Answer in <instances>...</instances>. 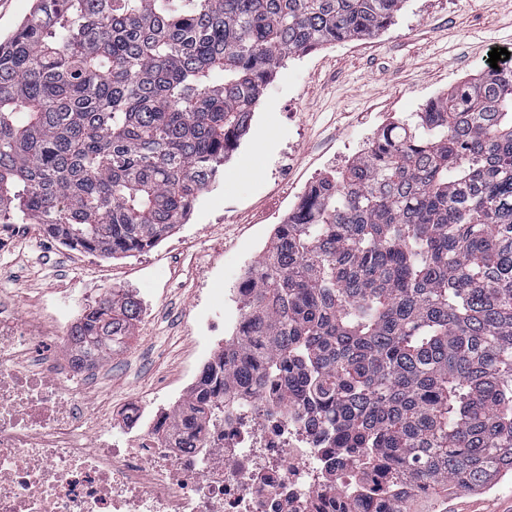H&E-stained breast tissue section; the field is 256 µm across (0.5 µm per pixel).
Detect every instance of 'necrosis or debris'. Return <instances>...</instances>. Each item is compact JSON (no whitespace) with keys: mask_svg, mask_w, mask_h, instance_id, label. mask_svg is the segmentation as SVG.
<instances>
[{"mask_svg":"<svg viewBox=\"0 0 512 512\" xmlns=\"http://www.w3.org/2000/svg\"><path fill=\"white\" fill-rule=\"evenodd\" d=\"M18 297L0 294V512H344L337 497L352 460L337 464L317 423L300 407H270L237 396L220 426L180 447L184 418L126 409L124 436L96 430L87 392L66 375L92 381L94 365L74 353L36 360L33 342L71 331L68 312L20 318Z\"/></svg>","mask_w":512,"mask_h":512,"instance_id":"obj_1","label":"necrosis or debris"}]
</instances>
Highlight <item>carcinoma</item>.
Segmentation results:
<instances>
[{"label":"carcinoma","instance_id":"obj_1","mask_svg":"<svg viewBox=\"0 0 512 512\" xmlns=\"http://www.w3.org/2000/svg\"><path fill=\"white\" fill-rule=\"evenodd\" d=\"M406 0H35L0 40V224L112 258L185 222L285 57L390 23ZM245 330L202 378L275 384L376 483L350 512H411L512 473V67L384 128L275 227L240 292ZM121 289L69 337L128 344Z\"/></svg>","mask_w":512,"mask_h":512}]
</instances>
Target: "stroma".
<instances>
[{"mask_svg":"<svg viewBox=\"0 0 512 512\" xmlns=\"http://www.w3.org/2000/svg\"><path fill=\"white\" fill-rule=\"evenodd\" d=\"M512 40V0H406L370 37L285 59L267 84L250 130L202 192L185 223L150 250L105 258L54 244L35 231L0 247V293L20 292L21 317L45 304L88 307L115 288L142 313L128 345L98 368L89 394L100 426L123 427L132 399L163 402L182 389L188 366L220 353L231 322L216 309L212 338L194 332L201 293H237L276 225L310 185L346 166L390 123L488 70L492 49ZM413 512H512V478L472 492L440 491Z\"/></svg>","mask_w":512,"mask_h":512,"instance_id":"1","label":"stroma"}]
</instances>
